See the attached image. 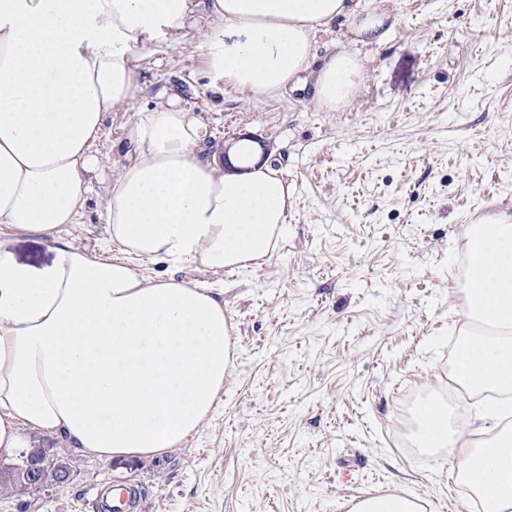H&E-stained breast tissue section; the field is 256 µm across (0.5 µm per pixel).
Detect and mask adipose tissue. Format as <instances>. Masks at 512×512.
<instances>
[{"instance_id": "obj_1", "label": "adipose tissue", "mask_w": 512, "mask_h": 512, "mask_svg": "<svg viewBox=\"0 0 512 512\" xmlns=\"http://www.w3.org/2000/svg\"><path fill=\"white\" fill-rule=\"evenodd\" d=\"M400 0H0V457L50 434L108 460L181 445L212 412L232 360L224 302L174 277L144 282L136 262L246 268L286 230L289 188L243 138L201 159L203 125L168 105L138 112L135 157L106 188L103 222L117 256L61 235L79 223L105 117L128 104L140 63L177 43L196 12L212 82L280 94L313 87L319 105L347 103L367 63L345 45L313 68L319 33L347 18L377 42ZM42 238L43 270L19 262L11 236ZM422 451L453 468L484 512H512V427L461 440L450 407L416 414Z\"/></svg>"}]
</instances>
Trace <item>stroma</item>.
<instances>
[{
	"mask_svg": "<svg viewBox=\"0 0 512 512\" xmlns=\"http://www.w3.org/2000/svg\"><path fill=\"white\" fill-rule=\"evenodd\" d=\"M202 34L142 60L132 102L108 113L93 145L102 181L62 233L105 249L103 183L133 159L126 135L141 110L173 102L200 118L203 156L243 134L260 141L290 187L278 249L244 270L140 268L148 281L223 290L235 363L181 447L119 464L50 438L71 481L0 493V512H92L118 477L143 486L147 512H339L383 492L465 512L473 497L450 461H413L395 436L405 400L452 384L463 279L442 262L468 225L512 214V0H401L379 42L333 23L317 57L342 43L368 61L333 111L310 88L212 84Z\"/></svg>",
	"mask_w": 512,
	"mask_h": 512,
	"instance_id": "stroma-1",
	"label": "stroma"
}]
</instances>
